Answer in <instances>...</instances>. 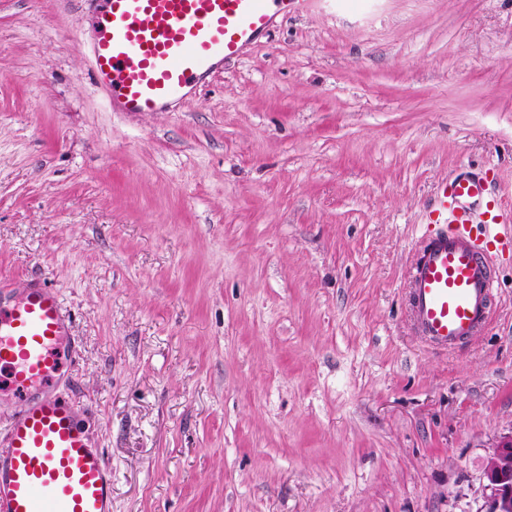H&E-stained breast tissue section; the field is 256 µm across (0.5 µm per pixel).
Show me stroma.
Returning <instances> with one entry per match:
<instances>
[{"instance_id":"stroma-1","label":"stroma","mask_w":512,"mask_h":512,"mask_svg":"<svg viewBox=\"0 0 512 512\" xmlns=\"http://www.w3.org/2000/svg\"><path fill=\"white\" fill-rule=\"evenodd\" d=\"M98 0H0V283L72 317L112 512H478L512 434L496 318L425 348L444 181L512 208V0H316L173 112H115Z\"/></svg>"}]
</instances>
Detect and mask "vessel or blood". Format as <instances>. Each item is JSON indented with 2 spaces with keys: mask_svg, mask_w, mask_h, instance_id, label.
<instances>
[{
  "mask_svg": "<svg viewBox=\"0 0 512 512\" xmlns=\"http://www.w3.org/2000/svg\"><path fill=\"white\" fill-rule=\"evenodd\" d=\"M92 45L97 83L116 112H168L313 0H103ZM505 208L483 176L444 182L410 266L413 324L448 349L487 323V255ZM75 338L59 293L0 289V373L24 403L0 441V512H112V470L89 445L73 404L55 392Z\"/></svg>",
  "mask_w": 512,
  "mask_h": 512,
  "instance_id": "obj_1",
  "label": "vessel or blood"
}]
</instances>
